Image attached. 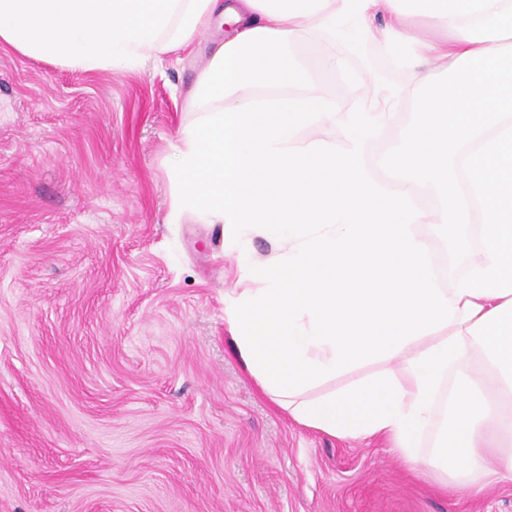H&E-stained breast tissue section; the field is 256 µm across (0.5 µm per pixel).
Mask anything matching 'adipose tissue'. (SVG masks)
<instances>
[{
    "label": "adipose tissue",
    "instance_id": "adipose-tissue-1",
    "mask_svg": "<svg viewBox=\"0 0 512 512\" xmlns=\"http://www.w3.org/2000/svg\"><path fill=\"white\" fill-rule=\"evenodd\" d=\"M217 18L233 30L191 92L170 189L224 227L238 267L224 312L248 371L297 423L383 437L443 488L512 480V0H0V45L141 65ZM306 31L334 68L339 40L414 49L388 92L415 115L391 182L366 162L391 113L321 95L292 52ZM325 125L336 136L301 139ZM421 187L438 210L414 205ZM424 224L471 253L451 288ZM257 234L271 255L252 252Z\"/></svg>",
    "mask_w": 512,
    "mask_h": 512
}]
</instances>
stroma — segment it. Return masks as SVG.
<instances>
[{
    "label": "stroma",
    "instance_id": "stroma-1",
    "mask_svg": "<svg viewBox=\"0 0 512 512\" xmlns=\"http://www.w3.org/2000/svg\"><path fill=\"white\" fill-rule=\"evenodd\" d=\"M224 32L94 71L0 47V512H512V481L445 494L386 440L297 424L243 368L221 227L169 188ZM334 49L318 88L350 112L410 71ZM412 120L401 104L372 143L378 177Z\"/></svg>",
    "mask_w": 512,
    "mask_h": 512
}]
</instances>
